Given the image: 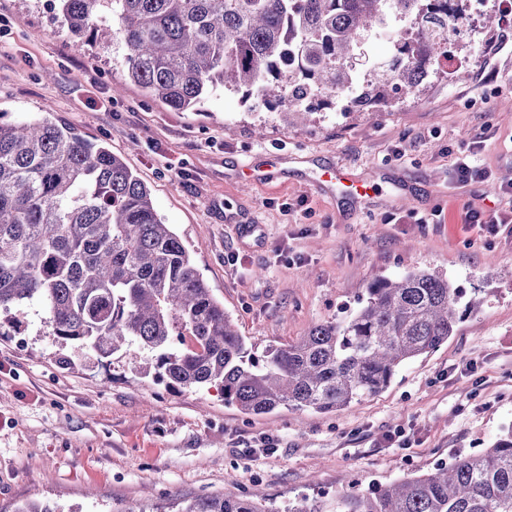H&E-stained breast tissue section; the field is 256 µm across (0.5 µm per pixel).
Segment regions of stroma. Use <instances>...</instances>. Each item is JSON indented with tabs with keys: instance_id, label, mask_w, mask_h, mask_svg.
Masks as SVG:
<instances>
[{
	"instance_id": "1",
	"label": "stroma",
	"mask_w": 512,
	"mask_h": 512,
	"mask_svg": "<svg viewBox=\"0 0 512 512\" xmlns=\"http://www.w3.org/2000/svg\"><path fill=\"white\" fill-rule=\"evenodd\" d=\"M42 2L0 0V120L47 116L123 154L255 349L344 319L368 283L411 269L446 274L483 304L378 395L334 413L265 415L226 405L216 386L169 388L140 354L61 365L40 316L21 309V329L0 326V512L33 500L111 512L176 492L284 508L428 473L512 428V224L488 235L464 221L467 208L503 207L496 184L512 180V41L489 58L475 47L497 31L451 34L454 73L391 93L384 112L319 98L293 125L233 94L172 111L126 79L120 43H84ZM92 82L109 111L83 106ZM460 158L494 182H458ZM336 165L376 192L352 201L316 187Z\"/></svg>"
}]
</instances>
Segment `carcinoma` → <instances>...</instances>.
I'll return each mask as SVG.
<instances>
[{"instance_id": "obj_1", "label": "carcinoma", "mask_w": 512, "mask_h": 512, "mask_svg": "<svg viewBox=\"0 0 512 512\" xmlns=\"http://www.w3.org/2000/svg\"><path fill=\"white\" fill-rule=\"evenodd\" d=\"M60 25L92 46L119 38L124 67L145 93L178 112L221 89L246 103L309 113L354 79L333 62L357 50L386 12L428 30L399 46L358 88L354 110L409 92L438 63L448 19L432 0H53ZM292 62L303 77L280 66ZM36 306L60 361L99 365L138 350L156 354L171 388L219 384L247 415L281 406L323 413L386 389L408 362L435 351L478 306L450 279L411 270L371 283L346 319L257 354L200 276L190 250L162 222L151 192L103 142L50 118L0 122V316ZM156 512H276L245 495L177 497ZM288 512H512V431L489 448L459 452L432 472L336 496L302 498Z\"/></svg>"}]
</instances>
